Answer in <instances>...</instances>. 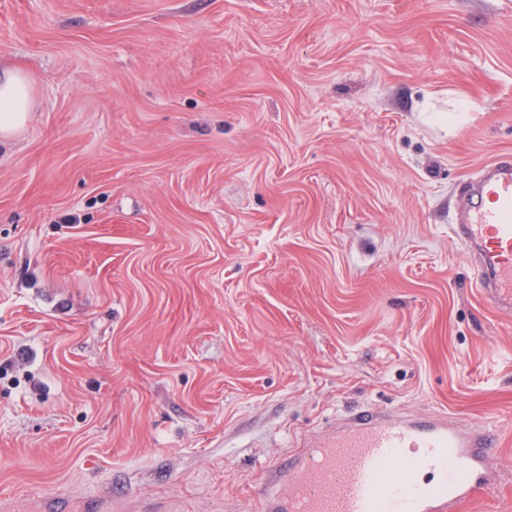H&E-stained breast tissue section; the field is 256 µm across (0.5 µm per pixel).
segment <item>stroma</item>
Returning <instances> with one entry per match:
<instances>
[{
	"label": "stroma",
	"instance_id": "stroma-1",
	"mask_svg": "<svg viewBox=\"0 0 512 512\" xmlns=\"http://www.w3.org/2000/svg\"><path fill=\"white\" fill-rule=\"evenodd\" d=\"M13 67L0 512H263L368 405L491 422L459 512H512V313L451 230L512 155V0H0ZM34 83L19 68L0 69V143L16 138L26 127L34 103Z\"/></svg>",
	"mask_w": 512,
	"mask_h": 512
}]
</instances>
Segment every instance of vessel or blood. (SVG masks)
Wrapping results in <instances>:
<instances>
[{"mask_svg":"<svg viewBox=\"0 0 512 512\" xmlns=\"http://www.w3.org/2000/svg\"><path fill=\"white\" fill-rule=\"evenodd\" d=\"M464 196L453 235L483 298L511 311L512 157L488 161ZM498 446V434L479 423L365 408L303 438L288 468L270 470L262 499L266 512H457L498 485L487 463Z\"/></svg>","mask_w":512,"mask_h":512,"instance_id":"obj_1","label":"vessel or blood"}]
</instances>
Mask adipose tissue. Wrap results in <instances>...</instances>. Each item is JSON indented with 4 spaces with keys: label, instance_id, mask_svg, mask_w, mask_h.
Masks as SVG:
<instances>
[{
    "label": "adipose tissue",
    "instance_id": "adipose-tissue-1",
    "mask_svg": "<svg viewBox=\"0 0 512 512\" xmlns=\"http://www.w3.org/2000/svg\"><path fill=\"white\" fill-rule=\"evenodd\" d=\"M34 83L18 68L0 70V142L16 138L26 127L34 103Z\"/></svg>",
    "mask_w": 512,
    "mask_h": 512
}]
</instances>
